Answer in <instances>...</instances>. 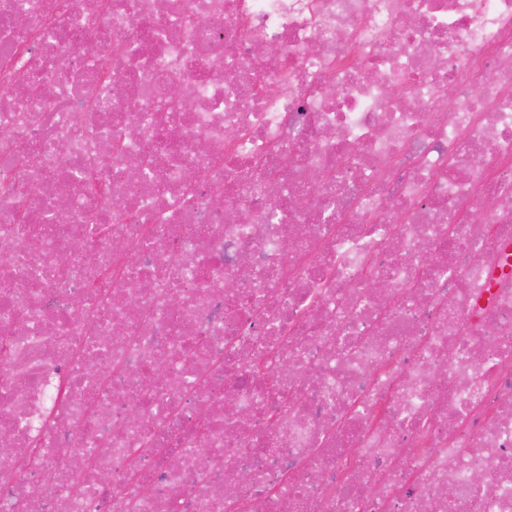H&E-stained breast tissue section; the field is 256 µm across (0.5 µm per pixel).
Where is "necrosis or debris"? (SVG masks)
I'll return each mask as SVG.
<instances>
[{
  "label": "necrosis or debris",
  "mask_w": 512,
  "mask_h": 512,
  "mask_svg": "<svg viewBox=\"0 0 512 512\" xmlns=\"http://www.w3.org/2000/svg\"><path fill=\"white\" fill-rule=\"evenodd\" d=\"M97 3L0 0V512H512V0ZM251 370L255 374L265 378L268 381V383H269L268 393L271 397H277V398L282 399L283 401L288 402V394L280 389L279 384H278L279 376L274 373L273 369L270 366V363L267 360H265V359L256 360L253 363Z\"/></svg>",
  "instance_id": "4bbe7bcc"
}]
</instances>
